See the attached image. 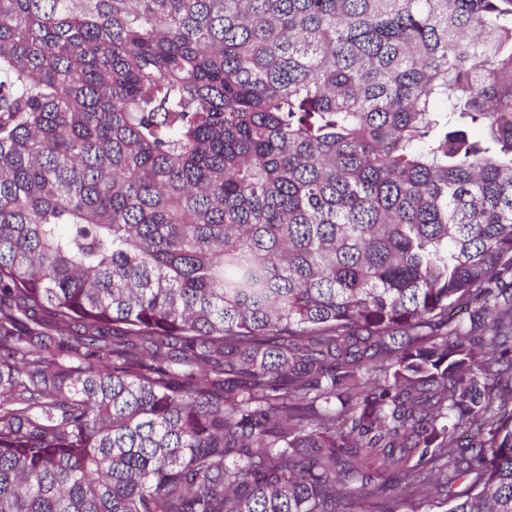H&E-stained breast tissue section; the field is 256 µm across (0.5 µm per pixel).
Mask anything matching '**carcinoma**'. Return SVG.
<instances>
[{
    "label": "carcinoma",
    "instance_id": "1",
    "mask_svg": "<svg viewBox=\"0 0 512 512\" xmlns=\"http://www.w3.org/2000/svg\"><path fill=\"white\" fill-rule=\"evenodd\" d=\"M445 503L512 512V0H0V512Z\"/></svg>",
    "mask_w": 512,
    "mask_h": 512
}]
</instances>
